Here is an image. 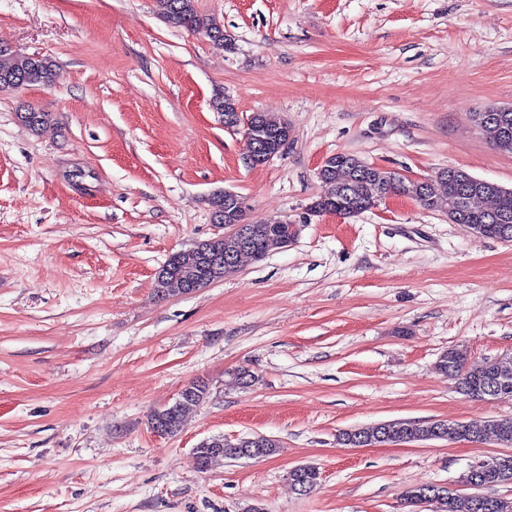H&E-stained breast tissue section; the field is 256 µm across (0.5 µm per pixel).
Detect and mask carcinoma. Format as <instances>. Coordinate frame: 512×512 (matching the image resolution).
Listing matches in <instances>:
<instances>
[{"mask_svg":"<svg viewBox=\"0 0 512 512\" xmlns=\"http://www.w3.org/2000/svg\"><path fill=\"white\" fill-rule=\"evenodd\" d=\"M156 7L171 25L204 33L218 49H232V41L224 35V26L199 14L195 0H156ZM57 77L56 64L49 58L11 55L0 50L1 91L32 84L51 85ZM212 108L227 126L239 120L235 100L229 95L213 99ZM18 119L30 130L37 131L47 124L49 114L30 108L19 113ZM250 124L274 144L279 143L280 137L290 129L288 121L265 112L253 113ZM482 131L492 146L512 152V112L506 113L502 122L488 123ZM320 180L323 191L311 204V210L318 214L354 216L376 206L383 193L402 194L426 209L442 212L454 207L462 213L459 223L467 228L486 238L512 242V188L484 179H470L463 169L457 170L453 179L448 178V170H440L430 177L427 185L397 177L384 182L371 164L355 155L338 153L326 160ZM209 205L213 217L223 224H238L244 220L229 208L222 193L212 194ZM283 223L285 220L275 217L249 222L244 240L225 235L172 254L158 275L156 294L166 297L203 288L237 273L245 257L261 259L286 247L281 229ZM436 369L455 380L468 396L492 398L494 394L490 390L495 388L499 370L512 375V355L506 354L498 362L488 360L482 365L469 366L464 356L452 348L440 355ZM209 395V386L204 382L186 385L173 404L151 415L152 429L156 431L161 427L167 435L178 433L187 413L206 402ZM490 432L500 441L511 444L512 419H492L479 427L446 420L430 423L385 421L372 427L346 430L341 433V440L353 447L442 439L473 443L482 441ZM278 448L279 440L262 434L235 441L214 436L193 449V463L198 470L206 471L219 459L265 458L276 454ZM472 475L488 486L512 483V454L488 458V464L478 468L475 474L467 471L463 479ZM289 479L298 493L308 494L318 487L320 472L314 465H299L289 472ZM403 500L411 507L410 512H512V500L492 496L472 499L447 485L414 487L405 492Z\"/></svg>","mask_w":512,"mask_h":512,"instance_id":"carcinoma-1","label":"carcinoma"}]
</instances>
